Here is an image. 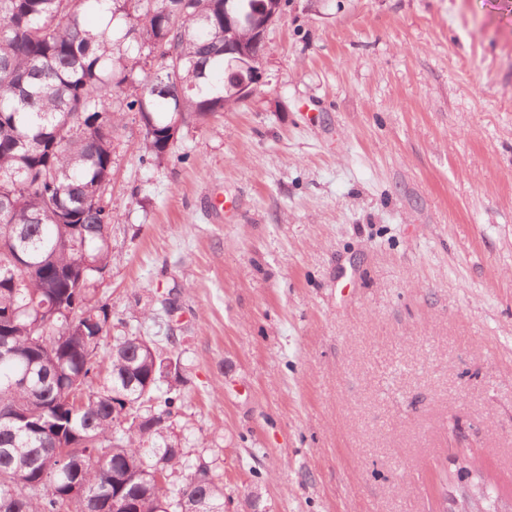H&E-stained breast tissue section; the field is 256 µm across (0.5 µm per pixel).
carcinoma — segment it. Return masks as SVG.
<instances>
[{
	"label": "carcinoma",
	"instance_id": "1",
	"mask_svg": "<svg viewBox=\"0 0 512 512\" xmlns=\"http://www.w3.org/2000/svg\"><path fill=\"white\" fill-rule=\"evenodd\" d=\"M230 3L226 25L224 0H0V512H224L175 431L182 359L135 330L106 343L100 200L129 113L157 166L187 121L242 103L224 42L251 46L270 0Z\"/></svg>",
	"mask_w": 512,
	"mask_h": 512
}]
</instances>
